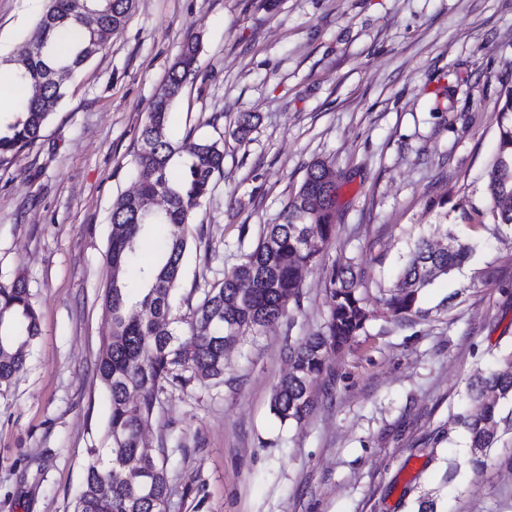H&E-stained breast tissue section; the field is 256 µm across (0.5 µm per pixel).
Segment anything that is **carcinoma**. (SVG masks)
Returning a JSON list of instances; mask_svg holds the SVG:
<instances>
[{
  "label": "carcinoma",
  "mask_w": 512,
  "mask_h": 512,
  "mask_svg": "<svg viewBox=\"0 0 512 512\" xmlns=\"http://www.w3.org/2000/svg\"><path fill=\"white\" fill-rule=\"evenodd\" d=\"M135 0H50L32 37L7 62L30 94L7 131L0 132V163L32 145L66 97L58 74L81 71L122 32ZM69 27L73 44L63 57L53 37ZM199 42H186L151 102L135 154L136 195L121 194L112 203L106 262L109 282L101 295L109 324L97 361V379L109 400L103 447L88 450L72 512H166L169 486L165 460L168 437L154 447L142 437L157 412L161 396L184 391L196 382L224 381V351L229 340L259 334L287 316L299 296L300 271L318 262L333 237L332 192L336 169L315 161L299 189L274 224H265L255 246L204 293L185 314L178 313L175 293L181 281L193 219L224 170V146L217 141L174 139L169 112L188 77L195 72ZM497 115L498 148L487 170L491 212L512 224V85L502 88ZM256 116L239 113L234 134L245 141ZM183 159L178 183L169 181V165ZM165 198L160 209L140 201ZM167 228L155 259L140 270L141 288L133 298L126 274L138 242L158 227ZM470 247L435 225L434 235L418 237L400 275L383 290L381 317L412 325L424 316L422 291L436 279L461 268ZM353 275H331L326 288L327 313L321 331L289 348L291 369L275 387L270 410L283 424L300 425L315 404L314 386L336 351L365 332L370 313ZM40 335L39 315L22 279L0 285V394L24 371L29 348ZM470 408L458 415L476 471L487 466L493 449L512 444V351L497 357L468 385Z\"/></svg>",
  "instance_id": "cac0c4a2"
}]
</instances>
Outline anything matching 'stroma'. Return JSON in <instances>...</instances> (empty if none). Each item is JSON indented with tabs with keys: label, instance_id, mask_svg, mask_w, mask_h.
<instances>
[{
	"label": "stroma",
	"instance_id": "35a3bbf8",
	"mask_svg": "<svg viewBox=\"0 0 512 512\" xmlns=\"http://www.w3.org/2000/svg\"><path fill=\"white\" fill-rule=\"evenodd\" d=\"M48 0H0V60ZM197 69L177 137L219 141L224 172L195 215L178 303H197L274 223L313 161L341 173L335 234L287 318L225 354L223 384L162 398L167 512H512V445L481 472L455 424L491 354L512 347V227L486 165L512 85V0H138L40 138L0 165V285L23 279L41 334L0 396V512H70L108 401L96 378L113 200L135 184L150 103L187 40ZM256 126L245 142L239 113ZM449 222L472 257L426 288L430 314L383 321L380 289L413 240ZM360 280L368 332L330 360L300 426L270 411L290 345L320 329L333 269ZM457 475L445 480L446 467Z\"/></svg>",
	"mask_w": 512,
	"mask_h": 512
}]
</instances>
